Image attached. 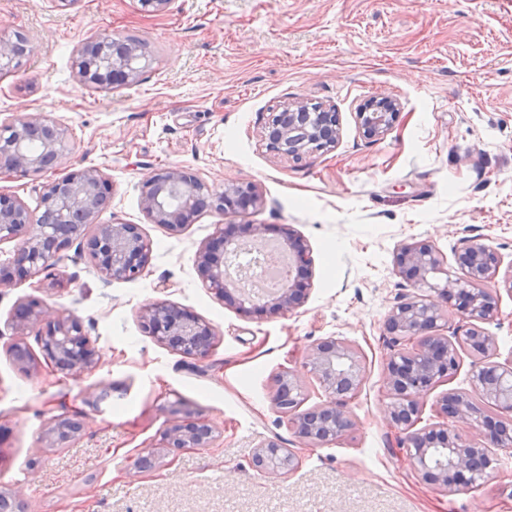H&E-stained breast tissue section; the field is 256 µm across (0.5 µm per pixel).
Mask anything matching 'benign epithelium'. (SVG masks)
<instances>
[{"label": "benign epithelium", "mask_w": 512, "mask_h": 512, "mask_svg": "<svg viewBox=\"0 0 512 512\" xmlns=\"http://www.w3.org/2000/svg\"><path fill=\"white\" fill-rule=\"evenodd\" d=\"M30 52L25 39L0 38V71L19 64ZM148 65L141 47L122 36L92 37L77 51L75 67L87 87L107 88L135 83ZM397 102L385 96L358 113L359 130L366 139L383 137L396 117ZM340 120L333 108L306 102L285 106L274 114L263 132L268 150L279 157L299 159L336 147L340 139ZM72 147L66 128L42 112H29L0 123V174L22 176L39 174L67 157ZM111 195L109 181L94 169L72 170L44 186L41 196L39 232L26 229L33 222L24 202L0 195V241H18L8 262L0 263V290L12 286L15 277L41 272L69 249L73 240H84L101 280H134L150 263L151 245L140 225L102 224L101 213ZM260 194L252 183L231 182L214 193L195 173L168 167L155 172L142 187L140 206L153 224L179 233L204 208L222 215L234 202L245 211L257 206ZM281 235L288 245L292 266L303 270L309 263L305 248L287 224L271 228L265 224H238L219 227L209 243L197 253V267L203 282L217 298L237 304L246 313L286 314L304 306L308 284L298 278L288 287L267 297L259 306L246 308L236 292L240 286L224 270L234 258L232 247L240 238L262 241L266 234ZM456 262L464 271L462 280L442 285L429 281L443 265V258L428 241L401 245L393 256L398 274L415 281L429 293L399 296L384 320V334L390 354L387 358L386 384L394 394L388 412L391 428L404 434L410 464L418 476L443 492H455L469 486L486 473L491 448L511 447L501 443L503 433L512 432V359L494 360L496 344L485 335L484 324L496 311L498 291L486 288L492 281L512 294V273L499 276L501 258L495 248L482 240H468L456 253ZM455 302L466 322L463 335L445 333L443 304ZM19 329H35L45 360L70 375H81L98 362V352L86 335L82 322L71 316L53 315L50 309L32 299L16 313ZM148 332L158 342L174 347L189 358L210 353L214 327L188 309L166 302L152 303L142 312ZM480 354L485 365L474 370V386L480 397L496 413L484 420L487 437L483 440L462 437L454 427L420 425V415L436 384L457 370L462 348ZM305 366L317 378L329 401L302 411L304 388L300 377L286 372L278 378L273 399L276 412L290 418L300 443L308 448L323 447L336 440L351 424L345 410L348 394L362 381L361 355L347 341L335 337L318 340L308 350ZM438 414L456 422L471 423L473 403L465 393L442 395L437 400ZM81 422L71 425L60 419L49 422L46 435L50 442L76 438ZM215 438V429L204 420L177 424L163 434L165 448H207ZM255 469L275 478H285L300 467V458L282 447L278 437L257 445L253 456Z\"/></svg>", "instance_id": "obj_1"}]
</instances>
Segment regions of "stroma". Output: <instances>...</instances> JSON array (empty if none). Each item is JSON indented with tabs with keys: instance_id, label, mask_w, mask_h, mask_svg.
<instances>
[{
	"instance_id": "35a3bbf8",
	"label": "stroma",
	"mask_w": 512,
	"mask_h": 512,
	"mask_svg": "<svg viewBox=\"0 0 512 512\" xmlns=\"http://www.w3.org/2000/svg\"><path fill=\"white\" fill-rule=\"evenodd\" d=\"M24 34L32 51L0 74V121L42 112L66 126L73 151L56 169L0 175V195L38 211L44 185L74 169L110 182L101 222L140 225L152 245L138 278L103 283L82 241L39 275L0 292V490L21 491L25 512H512V448L494 450L480 484L442 493L411 468L387 422L386 314L414 284L397 274L401 244L427 240L444 257L432 283L461 277L464 238L485 239L512 269V0H0V37ZM146 43L149 66L128 86L81 84L74 60L93 36ZM398 102L391 130L358 131L361 107ZM304 101L334 106L336 147L301 160L270 153L272 113ZM191 169L216 192L252 182L247 212H201L180 233L149 223L142 186L156 170ZM220 224L291 225L311 260L305 305L247 315L206 288L198 249ZM38 299L78 317L99 353L96 369L66 375L9 355L25 339L16 306ZM193 311L215 329L213 348L188 359L143 329L155 302ZM354 345L364 379L347 403L352 426L323 448L300 446L271 404L275 377L296 372L307 406L324 403L303 365L309 346ZM106 390L88 405L91 389ZM80 413L81 434L53 447L44 432ZM216 430L208 448L173 454L155 473L136 468L179 414ZM299 470L279 480L251 466L271 436Z\"/></svg>"
}]
</instances>
